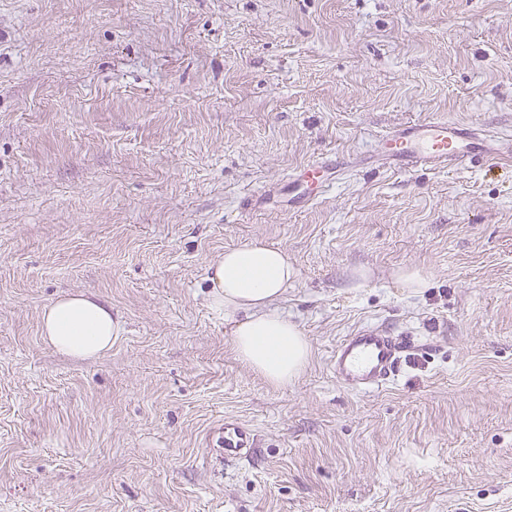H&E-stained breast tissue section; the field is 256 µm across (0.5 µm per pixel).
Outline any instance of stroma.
Masks as SVG:
<instances>
[{"instance_id": "1", "label": "stroma", "mask_w": 512, "mask_h": 512, "mask_svg": "<svg viewBox=\"0 0 512 512\" xmlns=\"http://www.w3.org/2000/svg\"><path fill=\"white\" fill-rule=\"evenodd\" d=\"M432 117L502 155L376 162ZM252 243L298 270L284 387L209 302ZM73 293L112 306L98 358L40 334ZM361 325L414 342L367 393L329 366ZM0 512H512V0H0ZM343 165L344 162L340 161L338 157L321 158V160L307 165L299 175H294L293 179H289L288 187L293 185L294 188L295 184L305 180L311 182L319 192H322L333 180L327 175V170L333 166L340 168ZM214 447L224 453V460H242L252 456L257 447L256 435L239 423L224 421V431L214 437Z\"/></svg>"}]
</instances>
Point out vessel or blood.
I'll list each match as a JSON object with an SVG mask.
<instances>
[{"label":"vessel or blood","instance_id":"vessel-or-blood-1","mask_svg":"<svg viewBox=\"0 0 512 512\" xmlns=\"http://www.w3.org/2000/svg\"><path fill=\"white\" fill-rule=\"evenodd\" d=\"M498 141L483 127L452 123L441 118L412 121L394 130L381 142L379 155L385 163L412 170L457 167L497 152ZM338 158H324L307 165L300 179L325 189L331 179L329 168L339 166ZM410 343L376 326L352 330L336 345L331 367L337 382L357 392L382 388L401 364ZM225 459L252 456L257 440L252 430L235 422H225L214 438Z\"/></svg>","mask_w":512,"mask_h":512}]
</instances>
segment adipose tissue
Masks as SVG:
<instances>
[{"label": "adipose tissue", "mask_w": 512, "mask_h": 512, "mask_svg": "<svg viewBox=\"0 0 512 512\" xmlns=\"http://www.w3.org/2000/svg\"><path fill=\"white\" fill-rule=\"evenodd\" d=\"M296 276L284 249L260 243L227 250L210 266L211 302L224 311L235 354L274 386L298 378L311 356L300 328L272 309ZM112 332L111 307L93 295L58 299L41 314L42 336L69 357L110 351Z\"/></svg>", "instance_id": "obj_1"}]
</instances>
